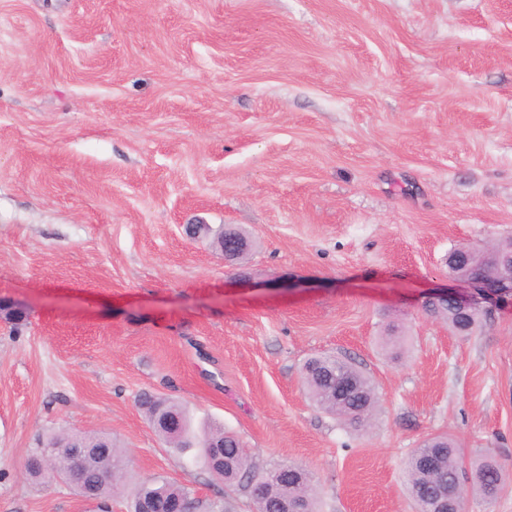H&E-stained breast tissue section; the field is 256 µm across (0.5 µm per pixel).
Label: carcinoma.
Masks as SVG:
<instances>
[{
    "label": "carcinoma",
    "mask_w": 512,
    "mask_h": 512,
    "mask_svg": "<svg viewBox=\"0 0 512 512\" xmlns=\"http://www.w3.org/2000/svg\"><path fill=\"white\" fill-rule=\"evenodd\" d=\"M218 249L242 257L250 247L248 237L236 228H220L214 239ZM303 380L314 404L323 412L355 430L370 425L377 409L371 380L351 359L327 355L309 359L303 367ZM149 422L159 437L180 452L199 449L198 459L210 476L224 486L228 496L238 488H249L252 512H285V504L296 512H318L317 497L307 468L290 464L288 481L277 467L266 473L256 470L239 436L221 425L205 423L198 427L189 412L168 398L145 393L139 399ZM39 459L27 466L35 480H68L75 491L90 500L112 497L117 478L124 472V457L109 434H89L63 430L48 435L42 442ZM407 492L415 512H436L437 497L456 496L467 502L476 491L485 498L496 496L505 482L503 468L491 459H473L465 467L462 452L446 434L423 440L406 463ZM150 512H198L200 502L184 487L157 476L137 484L129 507L137 512L140 501Z\"/></svg>",
    "instance_id": "cac0c4a2"
}]
</instances>
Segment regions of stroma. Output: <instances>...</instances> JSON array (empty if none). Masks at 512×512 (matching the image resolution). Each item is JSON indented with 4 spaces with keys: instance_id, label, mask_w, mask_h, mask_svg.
<instances>
[{
    "instance_id": "obj_1",
    "label": "stroma",
    "mask_w": 512,
    "mask_h": 512,
    "mask_svg": "<svg viewBox=\"0 0 512 512\" xmlns=\"http://www.w3.org/2000/svg\"><path fill=\"white\" fill-rule=\"evenodd\" d=\"M508 237L512 0H0V299L28 313L0 320V512H98L25 474L61 428L251 512L145 391L307 466L322 512H414L403 463L441 433L509 474L468 512H512V304L470 335L424 309L452 249ZM322 353L372 379L371 427L309 400ZM249 238L240 230L231 227H221L216 233L214 243L222 252L229 251L236 254L235 259L242 257L250 247ZM224 248V251H223Z\"/></svg>"
}]
</instances>
